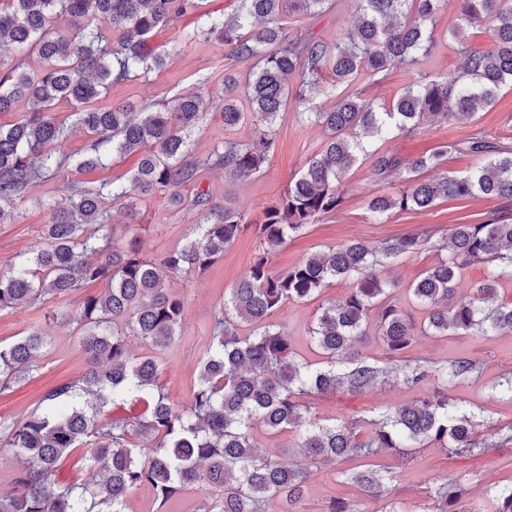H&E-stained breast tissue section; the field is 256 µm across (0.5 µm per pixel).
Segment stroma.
<instances>
[{"mask_svg":"<svg viewBox=\"0 0 512 512\" xmlns=\"http://www.w3.org/2000/svg\"><path fill=\"white\" fill-rule=\"evenodd\" d=\"M236 7V0H199L197 14L178 19L159 30L150 40L149 47L153 53L166 59L164 68L113 86L107 95L108 101L159 109L190 93L200 92L215 98L225 96L227 59L223 44L204 38L187 42L181 33L200 25L202 16H228ZM454 18L455 14L450 9L438 14L435 19L437 42L413 70L394 71L379 82L368 75H360L357 85L365 97L377 105L386 106L413 81L461 75L463 56L451 33ZM274 127L277 131L276 150L255 178L236 183L225 178L219 169L205 170L200 174L201 188L208 190L214 201L231 198L252 227L241 233L223 258L204 275L189 281L177 277L169 283L185 305L184 321L175 344L157 354L159 383L173 403L184 406L192 399L198 358L210 343L211 312L223 302L235 283L248 273L258 251L254 225L261 223L264 209L284 195L308 160L322 150L326 141L323 129L308 122L292 105L280 112ZM479 132L491 141L512 145V86H503L495 101L479 109L471 118L438 123L412 134L399 133L390 139L376 141L375 146L412 159L430 154L445 143L465 142ZM250 136V124L225 127L220 113L211 109L192 134L190 150L193 155L203 156L220 142H244ZM399 186L396 179L388 184L379 183L371 174L369 161L358 160L342 181L344 202L341 209L323 217L318 223L308 225L279 248L271 261L273 271L286 272L311 252L327 246L350 240L376 243L426 230L430 239L420 252L400 257L380 271L384 280L396 284V295L402 308L413 318H420L421 313L411 302L407 289L441 258L440 247L447 241L449 230L456 224L489 221L503 210L512 213V203L506 205L502 200L482 197L464 201L444 200L426 211H393L383 219H374L367 209L370 199L394 193ZM62 197L59 181L35 183L10 216L0 220V271L8 270L15 256L29 252L40 243L51 211ZM110 211L116 237L135 231L141 253L149 259L161 258L185 242L203 221L195 211L171 206L164 192L144 200L132 198L112 203ZM349 288V281H331L309 300L285 303L274 320L287 328L297 350L306 352L308 331L318 308L341 300ZM74 311V303L66 299L44 306L0 311V347L11 345L34 326L39 327L47 338V346L29 375L9 389L0 391V418L22 419L38 407L47 391L84 371L86 362L80 329L68 319ZM412 352L438 359L466 357L482 364L481 377L459 381L449 393L465 402L481 426L512 424V400L491 390L502 377L512 375V335L423 336L418 338ZM416 395V390L402 386L378 387L358 395L346 391L320 395L314 404L321 418L339 420L354 414L369 417L382 407L405 403ZM382 463L398 478L392 498L400 512H415L419 491L434 481L447 479L451 474L463 477L468 484L469 492L460 505L461 512H480L479 507L490 492L512 487V444L490 455L451 457L431 443L422 448L389 454ZM331 497L355 501L361 512H381V501L366 497L358 488L344 483L333 468L313 470L302 504L304 512H318L322 502ZM203 501L201 490L189 488L177 502L160 508L155 503L151 487L144 485L130 496L127 512H200Z\"/></svg>","mask_w":512,"mask_h":512,"instance_id":"obj_1","label":"stroma"}]
</instances>
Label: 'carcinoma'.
<instances>
[{
	"mask_svg": "<svg viewBox=\"0 0 512 512\" xmlns=\"http://www.w3.org/2000/svg\"><path fill=\"white\" fill-rule=\"evenodd\" d=\"M350 4L356 21L332 41L308 30L292 35L288 23L317 17L333 0H238L236 13L182 32L186 41L218 40L231 65H248L242 77L233 70L225 74L224 86L241 90L249 111L231 96L221 105L224 126L248 121L252 127L248 142L226 140L207 157L188 160L187 135L207 111L202 95H182L155 112H136L122 102L104 107L98 100L112 86L161 69L164 59L149 52L148 39L159 27L195 13L198 0H0V113L32 105L18 122L0 126V203L23 199L36 181L141 154L126 183L89 188L64 181L65 202L44 225L43 243L0 272V310L47 304L89 284H105L99 293L83 296L74 314L83 336L84 372L49 390L24 418L0 419V460L9 454L22 458L13 487L0 491V512H127L130 495L145 484L162 503L197 486L208 499L203 512H268L273 500L281 512H297L318 464L360 461L340 470L344 481L368 497L385 499L395 476L378 459L390 453L437 443L452 456L485 455L512 442V426L480 434L473 414L448 396L449 383L479 376V363L408 355L419 336L512 334V301L498 299L500 281L512 279L509 219L450 229L448 256L409 288L422 307L419 323L392 297L379 271L419 252L425 234L374 245L350 241L314 252L286 273L270 267L277 248L340 208L342 180L361 157L370 160L376 180L394 174L403 179L399 192L369 202L377 220L393 210H425L443 199L512 200V148L481 133L408 160L364 141L472 116L491 104L498 90L512 83L508 0ZM448 8L455 12L458 42L467 31L484 29L491 36L489 50H463V77L418 81L388 108L362 98L355 88L358 76L383 80L394 70L415 68L437 41L435 17ZM31 55L41 60L40 70L25 65L24 57ZM294 76L299 82L292 92L288 79ZM327 77L325 92L334 103L318 108L312 98ZM292 98L326 131L327 141L281 199L264 210L257 227L262 251L212 310L211 344L198 360L191 402L176 405L159 386L154 356L175 343L184 318L183 299L169 282L204 274L248 227L231 200L215 202L200 188L199 174L222 169L234 181L259 174L276 148L275 119ZM62 102L76 109L73 127L89 138L78 157L57 151L72 132L56 117ZM452 151L477 156L480 165L462 176L420 179ZM187 184L195 186L189 200L180 193ZM162 191L173 206L188 205L206 222L181 246L146 260L139 256L136 236L116 242L105 199ZM472 263L492 267L472 294L460 296L457 280ZM334 279L349 280L353 287L341 302L319 308L309 341L321 361L310 363L273 316L285 302L310 299ZM245 326L252 328L248 336L242 335ZM368 335L386 362L359 354L357 346ZM131 336L144 352L130 350ZM46 345L44 333L33 328L0 347V388L24 379ZM382 384L420 389L431 384L434 391L370 418L353 415L330 424L307 401ZM128 402L140 405L141 412L100 420L106 407ZM258 429L293 432L294 447L306 462L285 465L278 455L260 451ZM78 448L90 449L85 478L58 485L59 461ZM467 492L463 478L450 475L426 488L416 512H459ZM489 507L512 512V489L491 495Z\"/></svg>",
	"mask_w": 512,
	"mask_h": 512,
	"instance_id": "carcinoma-1",
	"label": "carcinoma"
}]
</instances>
